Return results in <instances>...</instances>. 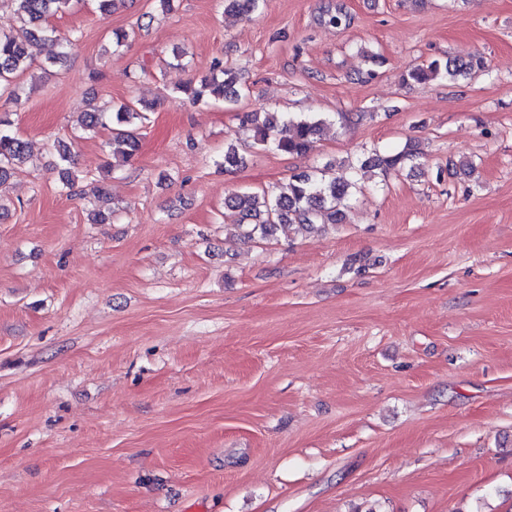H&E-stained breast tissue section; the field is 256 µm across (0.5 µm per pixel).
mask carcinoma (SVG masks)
<instances>
[{
	"instance_id": "obj_1",
	"label": "carcinoma",
	"mask_w": 512,
	"mask_h": 512,
	"mask_svg": "<svg viewBox=\"0 0 512 512\" xmlns=\"http://www.w3.org/2000/svg\"><path fill=\"white\" fill-rule=\"evenodd\" d=\"M14 8L21 25L9 34H0V101L14 106L21 105L24 87L17 81L21 72L33 61V51L39 42L51 38L54 29L49 19L70 7L73 0H8ZM262 0H225L224 10L248 17L258 11ZM485 57L478 54L466 60H448L442 64L431 60L410 67L402 74L403 81L425 83L440 76L451 80L467 76L485 68ZM223 78L213 77L195 87L190 83L178 87L186 99L197 103L209 95L226 103H235L241 97L236 88L237 78L228 70H221ZM141 118V112L130 103L108 108H96L86 112L81 126L86 131L99 127L108 129L112 144L122 160L127 162L139 150V139L133 121ZM242 126L253 133L256 143L272 144L277 150L304 156L313 150L316 136L323 120L315 117L291 119L276 112H248L243 115ZM419 153L414 148L396 154L381 156L374 153L362 162L365 167L384 172L404 167ZM26 159V143L16 135L0 130V184L6 182L11 169ZM71 150L59 146L58 162L61 191L69 196L81 193L72 178ZM353 184L321 171L319 175L296 174L282 186L274 198L258 193L233 194L225 199V208L237 216L236 226L248 239L256 236L272 237L281 224L298 223L314 227L316 224H338L343 218V208L352 195Z\"/></svg>"
}]
</instances>
